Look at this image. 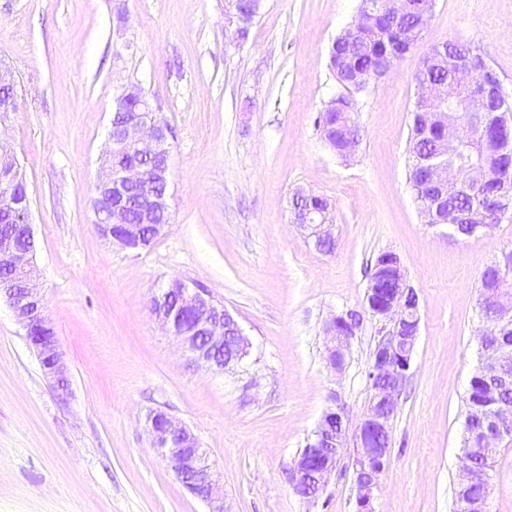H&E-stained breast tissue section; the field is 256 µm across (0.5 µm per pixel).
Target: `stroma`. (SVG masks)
<instances>
[{"label": "stroma", "mask_w": 512, "mask_h": 512, "mask_svg": "<svg viewBox=\"0 0 512 512\" xmlns=\"http://www.w3.org/2000/svg\"><path fill=\"white\" fill-rule=\"evenodd\" d=\"M359 0H263L236 43L224 0H0V63L19 110L0 135L25 172L39 286L69 391L59 394L0 304V512H208L146 428L155 409L207 448L226 512H356L349 460L318 500L292 488V462L332 400L358 422L380 324L365 291L395 252L420 301L413 364L392 422L376 512H456L468 382L484 353L479 275L512 249V219L470 237L431 227L408 180L412 81L431 45L486 54L512 94V0H435L423 39L357 99L361 142L342 161L315 118L337 86L329 48ZM135 83L172 130L171 222L136 254L93 224L114 100ZM304 190L331 204L336 247L293 224ZM181 280L207 288L252 344L242 372L183 355L150 313ZM362 324L346 369L327 367L323 326ZM489 512H512V443L489 469Z\"/></svg>", "instance_id": "stroma-1"}]
</instances>
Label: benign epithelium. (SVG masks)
Returning a JSON list of instances; mask_svg holds the SVG:
<instances>
[{"mask_svg": "<svg viewBox=\"0 0 512 512\" xmlns=\"http://www.w3.org/2000/svg\"><path fill=\"white\" fill-rule=\"evenodd\" d=\"M424 94L416 95L415 109L421 104L430 109L444 105V90L423 82ZM470 100L483 102L489 96L500 102L499 117L504 130L512 129L506 94L490 66L468 87ZM133 98L136 110L128 114L114 112L108 134L109 149L103 161V173L93 199V224L98 235L112 246L128 253L148 247L165 229L163 224H127L128 194L139 192V208L145 213L170 211L169 197L158 196L148 187V176L169 181L171 155L168 137L170 127L156 112L149 97L138 86L125 88L116 98L118 104ZM18 91L12 71L0 67V119L17 111ZM0 157L6 164L0 170V212L11 220L17 205V188L25 185L21 167L11 145L0 138ZM429 187L452 195L465 181L456 179L448 188L447 166L439 156L423 160ZM294 223L308 231L314 243H335L330 216L323 210L309 211L292 206ZM512 217L509 191L500 195L478 196L460 219L473 226L472 233L484 232ZM35 237L31 210H26L16 224L0 225V302L13 313L25 331L29 344L37 353L45 376L57 388L67 390L66 365L59 348L58 336L46 309L44 296L36 284L33 263ZM395 271L396 287L379 301L373 285L365 293L366 312L381 323L367 373L370 398L355 426L338 397L334 406L321 416L307 437L306 445L293 461V490L302 497L315 500L327 487L330 477L344 454L352 457L357 490V512H375V491L391 461V423L397 410V398L411 367L420 332L419 298L407 277L397 254L387 251L376 259V269ZM150 312L161 329L174 337L182 350L195 361L218 374L243 367L249 356V343L234 316L219 304L208 290L192 288L175 280L150 301ZM479 314L493 327L512 318V291L503 286L480 291ZM360 326L359 315H335L324 327L325 353L328 367L340 372L346 365L351 339ZM481 372L489 386L496 388L512 380V351L507 348L487 350ZM153 447L168 462L179 482L209 506V512H224V495L213 478L207 452L199 438L187 426L171 419L162 410L148 415ZM483 442L499 446L512 440V410L500 408L480 423ZM476 448H462L458 455L459 480L465 487L488 478V471L475 466Z\"/></svg>", "mask_w": 512, "mask_h": 512, "instance_id": "1", "label": "benign epithelium"}]
</instances>
